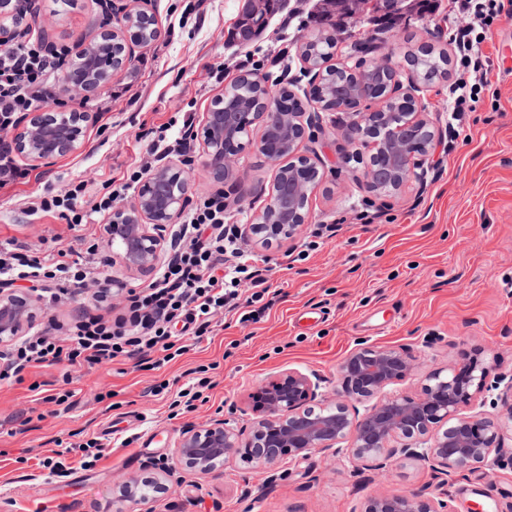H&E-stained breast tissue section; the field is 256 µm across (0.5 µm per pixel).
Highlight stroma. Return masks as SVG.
Returning a JSON list of instances; mask_svg holds the SVG:
<instances>
[{
	"instance_id": "stroma-1",
	"label": "stroma",
	"mask_w": 512,
	"mask_h": 512,
	"mask_svg": "<svg viewBox=\"0 0 512 512\" xmlns=\"http://www.w3.org/2000/svg\"><path fill=\"white\" fill-rule=\"evenodd\" d=\"M125 2L134 11L147 6L155 15L157 39L136 48L134 70L116 73L111 90L89 100L53 95L59 109L94 114L81 149L39 165L16 157L25 177L0 190V240L31 247L46 241L65 251L96 247L100 273L120 287L104 303L88 292L59 303L40 299L36 328L65 325L84 310L111 316L122 307L125 289L147 286L156 273L118 262L120 246L110 242L105 219L71 229L64 218L30 211L34 195L73 181L85 182L91 194L104 192L143 159L144 133L186 116L201 124L227 83L254 69L291 91L305 110L314 108L308 96L312 75L300 45L302 35L317 26L318 0H283L262 36L246 46L230 37L241 0ZM34 3V15L23 24L26 37L45 31L55 45L74 51L113 24L101 0H76L72 8L54 7L51 0ZM447 4L437 0L426 12L409 6L378 36L366 18L345 21L334 64L354 66L363 44L372 56L396 64L426 45L452 51L447 33L437 27ZM510 39L512 17L493 28L485 51L494 57L495 71L475 110L464 113L452 151L430 156L422 181L399 196L366 188L368 149L354 151L338 113L323 112L314 141L300 147L323 175L309 197L306 229L324 225L334 232L288 271L278 263L300 240H246L249 251L270 260L267 279L277 291L259 322L216 315L210 336L159 370L132 361L57 365L31 369L20 383L0 381V512H362L367 497L379 490L426 497L446 491L454 512H512L507 469L481 467L444 489L427 468L411 461L393 464L379 483L353 472L344 459L328 463L318 454L283 463L277 479L238 463L202 474L176 462L171 476L160 464L174 460L184 430L208 426L227 417L232 406H245L251 389L275 373H314L324 378L325 392H332L338 364L362 341L409 346L430 370L477 351L503 370L512 369V56L503 48ZM216 66L223 67V78L213 74ZM205 163L202 144H195L185 165L189 202L220 192L226 223H252L272 188L271 162L249 149L238 162V180L224 184L204 175ZM202 365L212 381L208 401L172 416L170 393ZM161 383L168 396L153 394ZM64 390L73 393L67 406L52 399ZM134 414L157 433L150 448L111 442L89 471L80 469L74 455L61 454V445L99 436L105 423ZM56 457L64 475H51L46 466ZM146 477L164 485V492L142 504L120 498L123 484ZM488 481L496 488L490 502L476 494Z\"/></svg>"
}]
</instances>
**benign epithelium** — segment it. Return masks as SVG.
<instances>
[{"label":"benign epithelium","mask_w":512,"mask_h":512,"mask_svg":"<svg viewBox=\"0 0 512 512\" xmlns=\"http://www.w3.org/2000/svg\"><path fill=\"white\" fill-rule=\"evenodd\" d=\"M18 0H0V46L21 34ZM118 27L105 29L84 47L78 64H70L62 79V95L89 99L106 91L112 76L133 67L139 45L133 25L150 28L153 18L141 10L131 13L112 0ZM363 71H380L392 81L378 99L348 98L332 111L345 115L342 130L353 145L372 146L363 170L365 186L395 196L420 176L419 170L440 142L426 112L422 86L412 69L406 81L389 60L361 62ZM393 99L412 103L395 126L388 123L386 106ZM88 112H61L50 106L30 112L15 136V148L31 162L40 163L78 151ZM318 112H278L268 87L256 94L247 113L224 111V96L205 113L196 137L212 162L208 177L224 182L238 173L237 161L256 146L275 166L272 190L265 206L247 225V235L267 242L294 239L309 219L308 200L319 182L311 158L298 154L308 132L319 126ZM261 128L259 139L251 133ZM189 177L183 167L165 163L156 167L129 205L113 208L112 240L122 245L121 262L129 269H153L167 253L166 231L182 213ZM35 300L0 285V342L21 335L34 315ZM422 363L404 345L380 347L359 344L338 366L331 396L321 391L322 378L285 370L255 385L239 416L182 434L175 450L180 461L207 474L220 463L241 462L266 472L285 460L314 453L344 457L355 471L380 478L395 461L411 460L431 470L446 485L466 478L481 466L512 467L507 426H512V373L499 371L477 353L467 362L434 369L424 376L420 391L396 393L390 387L417 375ZM500 390L502 412L481 411V395ZM364 512H453L448 494L434 499L420 494L370 497Z\"/></svg>","instance_id":"benign-epithelium-1"}]
</instances>
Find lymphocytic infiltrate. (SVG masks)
Wrapping results in <instances>:
<instances>
[{
    "label": "lymphocytic infiltrate",
    "instance_id": "obj_1",
    "mask_svg": "<svg viewBox=\"0 0 512 512\" xmlns=\"http://www.w3.org/2000/svg\"><path fill=\"white\" fill-rule=\"evenodd\" d=\"M512 12V0H448L440 18L455 48V79L448 87L452 117L470 111L474 96L491 82L493 61L484 51L494 24ZM57 55L35 40L0 50V189L22 173L14 163L9 131L26 113L38 110L51 95ZM150 168L140 162L125 183L113 187L84 206V182L42 196L32 208L65 216L70 226L106 216L114 203L138 183ZM96 263L94 251L65 252L48 246L30 249L14 240L0 241V277L33 284L51 282L52 300L83 288ZM252 293L242 297V285ZM267 279L258 259L241 244L236 226L224 221V198L200 199L183 218L181 242L175 257L146 288L129 290L127 303L115 318L82 314L61 336L38 330L0 346V381L22 380L27 369L61 363L93 367L114 361L136 360L161 366L185 351L183 336L200 341L211 331L220 312L236 311L241 322H254L273 306ZM181 324L182 336L171 327Z\"/></svg>",
    "mask_w": 512,
    "mask_h": 512
}]
</instances>
